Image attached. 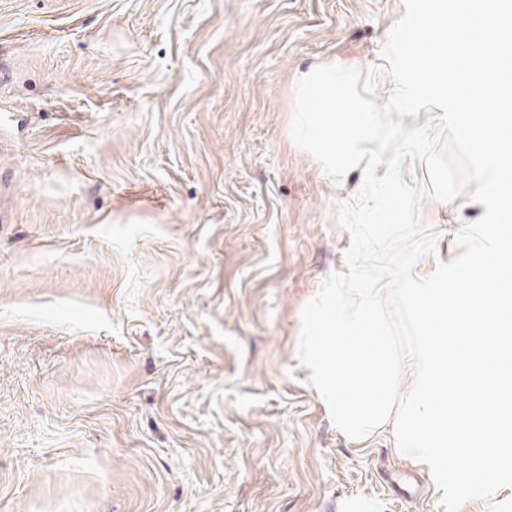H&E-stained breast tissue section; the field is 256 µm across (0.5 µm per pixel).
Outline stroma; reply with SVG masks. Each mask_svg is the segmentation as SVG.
<instances>
[{
    "label": "stroma",
    "mask_w": 512,
    "mask_h": 512,
    "mask_svg": "<svg viewBox=\"0 0 512 512\" xmlns=\"http://www.w3.org/2000/svg\"><path fill=\"white\" fill-rule=\"evenodd\" d=\"M402 0H0V512H445L335 428L301 312L341 180L290 138L311 68ZM482 206L424 198L449 257Z\"/></svg>",
    "instance_id": "stroma-1"
}]
</instances>
